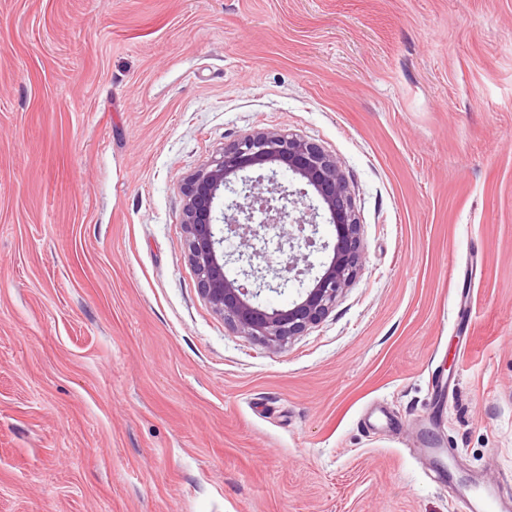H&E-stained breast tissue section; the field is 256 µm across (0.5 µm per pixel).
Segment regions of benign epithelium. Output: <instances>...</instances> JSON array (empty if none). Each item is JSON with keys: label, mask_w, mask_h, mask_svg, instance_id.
<instances>
[{"label": "benign epithelium", "mask_w": 512, "mask_h": 512, "mask_svg": "<svg viewBox=\"0 0 512 512\" xmlns=\"http://www.w3.org/2000/svg\"><path fill=\"white\" fill-rule=\"evenodd\" d=\"M270 168V175L247 177L245 172ZM290 173L303 187L292 190L278 182L277 169ZM182 224L188 258L202 297L238 334L269 348L285 346L320 322L350 287L361 269V224L342 167L314 142L277 130H254L230 144L209 163L195 170L183 187ZM306 206L293 219L289 208ZM333 228L329 262L298 299L284 306L266 300L291 281H302L312 265L305 254L276 268L266 258V231H275L276 250L316 247L319 212ZM239 237L237 250L224 251L228 236ZM239 264L231 278L228 263Z\"/></svg>", "instance_id": "7a95c632"}]
</instances>
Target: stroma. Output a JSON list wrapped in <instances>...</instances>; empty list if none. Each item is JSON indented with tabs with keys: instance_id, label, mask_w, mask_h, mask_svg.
I'll return each mask as SVG.
<instances>
[{
	"instance_id": "stroma-1",
	"label": "stroma",
	"mask_w": 512,
	"mask_h": 512,
	"mask_svg": "<svg viewBox=\"0 0 512 512\" xmlns=\"http://www.w3.org/2000/svg\"><path fill=\"white\" fill-rule=\"evenodd\" d=\"M336 157L363 266L285 347L183 179ZM512 473V0H0V512H462Z\"/></svg>"
}]
</instances>
